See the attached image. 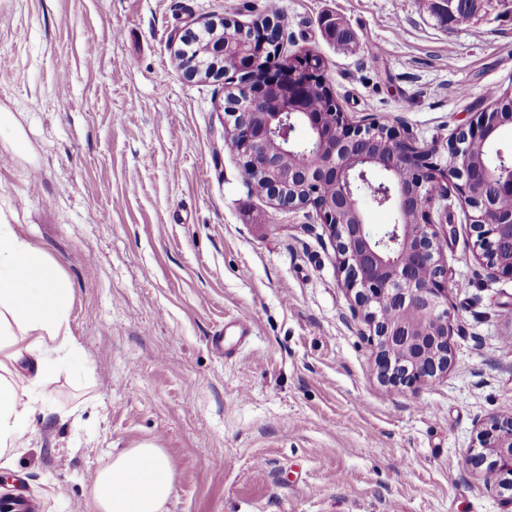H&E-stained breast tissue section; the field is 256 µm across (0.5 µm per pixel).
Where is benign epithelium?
Here are the masks:
<instances>
[{"mask_svg": "<svg viewBox=\"0 0 512 512\" xmlns=\"http://www.w3.org/2000/svg\"><path fill=\"white\" fill-rule=\"evenodd\" d=\"M185 73L223 78L240 72L225 106L245 174L262 184L278 207H312L328 229L346 288L365 312L381 381L413 389L446 374L454 360L448 268L433 213L448 211L455 192L475 237L477 258L489 273L512 279V164L486 157L511 112L478 113L448 144V161H434L436 145H420L384 123L351 122L336 111L316 54L280 60V26L268 17L246 27L209 20L181 39ZM325 90L330 111L319 112L309 93ZM387 175L371 184L374 171ZM393 213L379 229L366 224L362 195ZM480 448L466 467L512 507V413L479 420Z\"/></svg>", "mask_w": 512, "mask_h": 512, "instance_id": "1", "label": "benign epithelium"}]
</instances>
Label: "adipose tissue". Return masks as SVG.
<instances>
[{"label": "adipose tissue", "mask_w": 512, "mask_h": 512, "mask_svg": "<svg viewBox=\"0 0 512 512\" xmlns=\"http://www.w3.org/2000/svg\"><path fill=\"white\" fill-rule=\"evenodd\" d=\"M72 292L43 250L0 224V461L25 446L39 398L81 351L68 327ZM175 467L150 442L113 455L92 482L95 512H167Z\"/></svg>", "instance_id": "ef3b65f1"}]
</instances>
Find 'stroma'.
<instances>
[{"mask_svg":"<svg viewBox=\"0 0 512 512\" xmlns=\"http://www.w3.org/2000/svg\"><path fill=\"white\" fill-rule=\"evenodd\" d=\"M432 0H279L281 55L313 51L356 122L437 144L512 91V7L469 24ZM267 0H0V224L61 268L82 354L0 467V498L94 512L93 475L151 442L168 512H502L470 473L479 418L512 412V280L475 256L464 204L435 226L454 363L414 390L374 370L364 314L312 208L256 192L226 144L222 79L187 30ZM338 19L353 50L325 32ZM255 320L239 335L232 319Z\"/></svg>","mask_w":512,"mask_h":512,"instance_id":"obj_1","label":"stroma"}]
</instances>
